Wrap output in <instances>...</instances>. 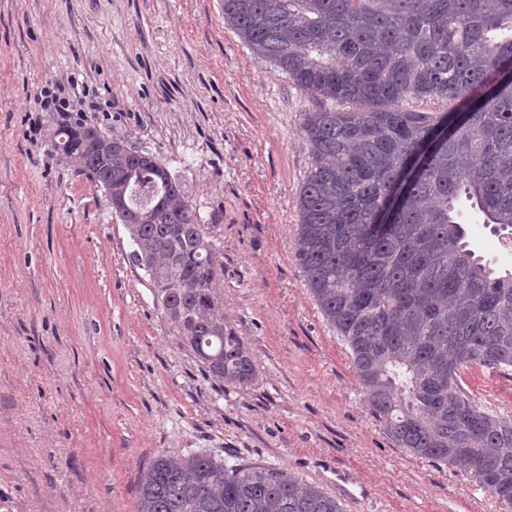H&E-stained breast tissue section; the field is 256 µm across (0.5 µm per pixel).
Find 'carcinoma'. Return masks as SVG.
Masks as SVG:
<instances>
[{
    "label": "carcinoma",
    "instance_id": "obj_1",
    "mask_svg": "<svg viewBox=\"0 0 512 512\" xmlns=\"http://www.w3.org/2000/svg\"><path fill=\"white\" fill-rule=\"evenodd\" d=\"M224 24L322 106L301 114L312 163L298 196L295 261L349 347L372 413L399 447L469 472L512 506V419L461 386L512 367V271L482 263L454 215L512 228V0H224ZM436 100L446 111L414 104ZM331 101L343 109L327 108ZM83 119L51 150L93 158ZM112 200L134 217L133 262L206 374L255 369L224 322L223 265L182 182L114 138ZM136 512H342L282 471L211 455L157 456Z\"/></svg>",
    "mask_w": 512,
    "mask_h": 512
}]
</instances>
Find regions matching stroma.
I'll return each instance as SVG.
<instances>
[{
  "label": "stroma",
  "mask_w": 512,
  "mask_h": 512,
  "mask_svg": "<svg viewBox=\"0 0 512 512\" xmlns=\"http://www.w3.org/2000/svg\"><path fill=\"white\" fill-rule=\"evenodd\" d=\"M183 182L224 265L256 381L208 376L156 304L100 188L49 140L43 87ZM316 101L224 24V0H0V512H135L160 454L270 467L344 512H512L400 448L295 258ZM468 239L512 269L501 232ZM461 383L512 417V374Z\"/></svg>",
  "instance_id": "35a3bbf8"
}]
</instances>
